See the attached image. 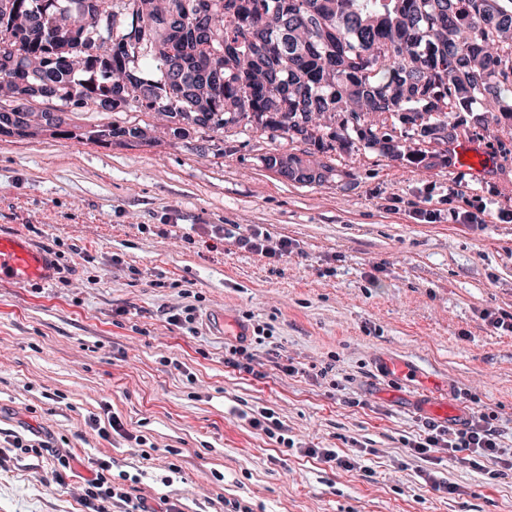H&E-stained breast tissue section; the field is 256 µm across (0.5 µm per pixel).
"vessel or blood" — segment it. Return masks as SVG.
Instances as JSON below:
<instances>
[{"label": "vessel or blood", "mask_w": 512, "mask_h": 512, "mask_svg": "<svg viewBox=\"0 0 512 512\" xmlns=\"http://www.w3.org/2000/svg\"><path fill=\"white\" fill-rule=\"evenodd\" d=\"M453 150L460 163L470 167L473 175H481L478 159L481 147L475 142L465 141L454 145ZM55 266L48 256L35 250L22 235L0 234V281L16 284L49 281Z\"/></svg>", "instance_id": "obj_1"}]
</instances>
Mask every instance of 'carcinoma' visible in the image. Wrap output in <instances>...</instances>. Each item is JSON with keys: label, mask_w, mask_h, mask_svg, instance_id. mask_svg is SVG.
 I'll return each instance as SVG.
<instances>
[{"label": "carcinoma", "mask_w": 512, "mask_h": 512, "mask_svg": "<svg viewBox=\"0 0 512 512\" xmlns=\"http://www.w3.org/2000/svg\"><path fill=\"white\" fill-rule=\"evenodd\" d=\"M0 0V40L16 47L24 84L0 70V136L72 134L67 112L36 111L25 97L76 108L165 111L173 135L243 127L308 148L268 154V169L320 183L332 162L313 159L352 144L387 158L448 163L452 112L512 120V0H252L241 20L209 0ZM105 26L107 38L93 35ZM131 83L112 100L118 75ZM392 124H387V121ZM150 126H100L88 141L150 139ZM437 149L401 150L399 135ZM316 151H311V148Z\"/></svg>", "instance_id": "cac0c4a2"}]
</instances>
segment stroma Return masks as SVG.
I'll use <instances>...</instances> for the list:
<instances>
[{"label":"stroma","instance_id":"35a3bbf8","mask_svg":"<svg viewBox=\"0 0 512 512\" xmlns=\"http://www.w3.org/2000/svg\"><path fill=\"white\" fill-rule=\"evenodd\" d=\"M76 136H0V232L55 260L46 284L0 283V445L47 442L0 462V512H88L89 466L145 506L183 512H512V476L491 477L413 443L441 406L486 413L512 448V121L460 138L491 170L395 162L354 141L320 184L285 180L264 155L284 141L233 127L155 143H90L140 112L80 109ZM474 213V223L452 213ZM261 228L279 260L211 237ZM194 306L193 329L171 324ZM260 364L225 363L236 339ZM413 361L418 378L388 372ZM293 363L297 371L283 372ZM271 413V436L249 418ZM327 448L350 467L314 456ZM72 471L57 483V458Z\"/></svg>","mask_w":512,"mask_h":512}]
</instances>
